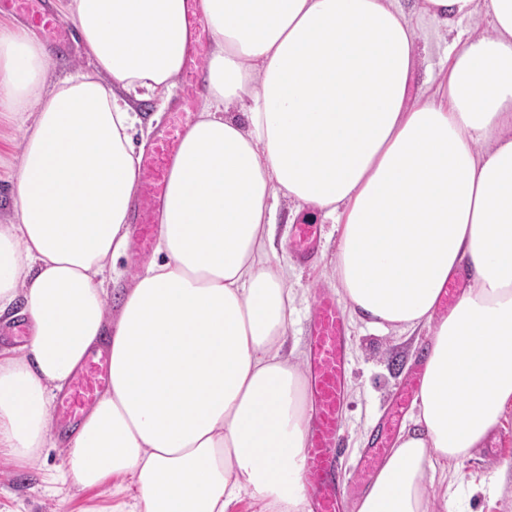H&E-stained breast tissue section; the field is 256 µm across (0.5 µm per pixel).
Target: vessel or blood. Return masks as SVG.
<instances>
[{
  "label": "vessel or blood",
  "mask_w": 512,
  "mask_h": 512,
  "mask_svg": "<svg viewBox=\"0 0 512 512\" xmlns=\"http://www.w3.org/2000/svg\"><path fill=\"white\" fill-rule=\"evenodd\" d=\"M0 14L23 17L30 27L53 46L69 44V25L55 16L46 0H0ZM185 22L195 36L192 51L184 66L190 78H197L208 47V36L195 6H188ZM193 96H185L173 107L165 129L141 155L143 180L135 203L136 221L132 226L138 257H147L160 225L169 185V170L185 131L191 123ZM319 230L314 224L295 225L289 250L302 264L318 256ZM309 350L304 365L308 390L314 399L305 448L304 477L311 512H339L345 488L341 475L339 441L342 429L341 407L347 370V334L342 310L328 294L318 295L313 303L309 325ZM111 361L108 349L98 351L74 373L61 396L55 414L58 423L70 427L80 421L110 385ZM399 426L397 414H390L379 438L367 448L362 461L377 466L389 453Z\"/></svg>",
  "instance_id": "vessel-or-blood-1"
}]
</instances>
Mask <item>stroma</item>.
Segmentation results:
<instances>
[{
    "label": "stroma",
    "instance_id": "stroma-1",
    "mask_svg": "<svg viewBox=\"0 0 512 512\" xmlns=\"http://www.w3.org/2000/svg\"><path fill=\"white\" fill-rule=\"evenodd\" d=\"M413 23L419 35L420 52L413 75L414 85L425 79L440 80L448 66L451 40L432 17L417 14ZM23 116L0 106V224L15 218L14 189L17 176L18 145L23 135ZM277 224L273 236L274 264L287 268L290 300L286 348L307 354V327L317 293L336 292V253L339 233L335 225H320V252L317 263L304 267L289 253L293 231L290 207L278 203ZM350 370L346 386L340 448L347 479L360 472L359 460L366 439L390 410L394 396L405 387L413 359L430 338L426 327L406 333L378 334L355 317H347ZM64 455L58 447L46 459L31 467L20 468L7 453H0V512H85L92 505L110 504L107 487L83 489L72 484L62 486L57 496H50L46 476L60 469ZM507 475L494 493L473 492L469 478L487 479L496 469ZM465 485L452 487L447 500L437 501V512H512V407L489 446L477 449L460 468Z\"/></svg>",
    "mask_w": 512,
    "mask_h": 512
}]
</instances>
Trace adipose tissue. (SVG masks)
Returning <instances> with one entry per match:
<instances>
[{
	"mask_svg": "<svg viewBox=\"0 0 512 512\" xmlns=\"http://www.w3.org/2000/svg\"><path fill=\"white\" fill-rule=\"evenodd\" d=\"M213 35L201 109L172 165L159 258L110 318L142 176L139 103L163 107L193 45L186 0H59L91 70L55 83L0 28V104L33 113L14 222L0 224V316L34 327L0 360V451L33 462L50 402L101 339L111 385L53 482L111 485L141 512H307L303 368L284 352L288 278L274 205L340 227L336 283L380 333L429 326L419 412L356 512H433L432 493L512 407V0H416L460 31L437 87L412 92L401 0H199ZM468 286L438 312L452 278Z\"/></svg>",
	"mask_w": 512,
	"mask_h": 512,
	"instance_id": "obj_1",
	"label": "adipose tissue"
}]
</instances>
